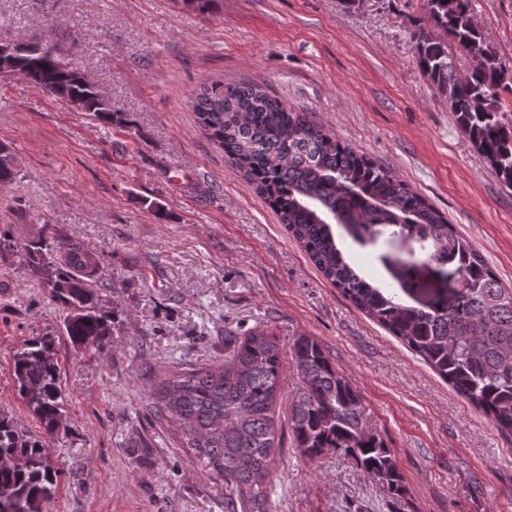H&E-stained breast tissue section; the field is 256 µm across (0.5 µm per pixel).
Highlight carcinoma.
I'll return each instance as SVG.
<instances>
[{"label": "carcinoma", "mask_w": 512, "mask_h": 512, "mask_svg": "<svg viewBox=\"0 0 512 512\" xmlns=\"http://www.w3.org/2000/svg\"><path fill=\"white\" fill-rule=\"evenodd\" d=\"M433 26L474 59L463 76L448 43L417 36L415 54L427 80L448 98L460 130L512 188V125L502 121L500 92H512V71L485 42L472 0H425ZM13 70L46 94L90 112L111 125L123 113L101 99L79 76L55 30L32 43L10 42ZM194 111L208 137L268 201L282 224L323 276L354 306L422 357L432 370L499 429L512 433V286L503 285L472 242L403 179L355 151L258 85H205ZM11 154L0 149V184L13 180ZM360 240L376 224L427 228L439 246L430 260L456 262L445 284L407 305L374 287L337 248L331 225ZM35 275L66 311L63 333L75 347L108 344L111 312L98 289L77 274L95 257L52 234L25 245ZM304 389L288 407L296 447L309 461L342 450L390 497L403 493V477L390 449L368 425L362 400L321 345L299 337L291 352ZM12 377L19 396L55 438L67 429L66 403L53 340H25L14 352ZM285 382L277 339L254 327L224 334V362L167 372L152 385L157 414L181 431L180 445L224 480L226 512H270L268 482L276 443L275 408ZM0 512H47L62 471L48 443L29 435L0 410Z\"/></svg>", "instance_id": "1"}]
</instances>
